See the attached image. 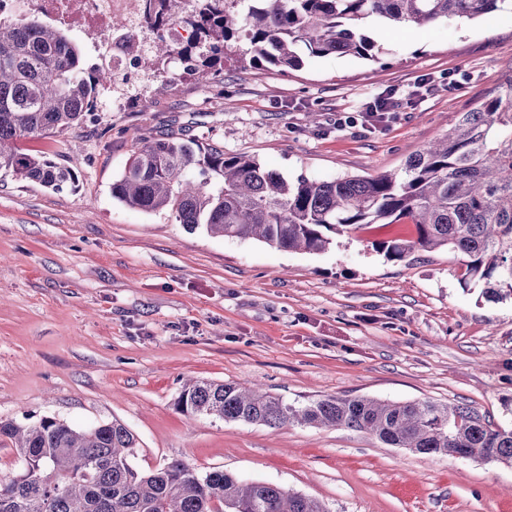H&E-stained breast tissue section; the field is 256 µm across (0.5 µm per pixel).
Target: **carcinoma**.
<instances>
[{"mask_svg":"<svg viewBox=\"0 0 512 512\" xmlns=\"http://www.w3.org/2000/svg\"><path fill=\"white\" fill-rule=\"evenodd\" d=\"M511 1L144 0L142 33L152 48L143 67L152 80L129 100L145 105L151 87L173 83L174 59L204 83L230 64L288 72L336 54L373 60L388 27L472 22ZM174 23L189 30L177 45L165 36ZM118 80L56 24L1 23L0 170L57 191L75 183L71 168L17 143L80 123ZM112 197L147 213L170 212L190 231L309 254L364 224L408 220L411 239L378 243L387 257L446 249L463 256L464 281L483 285L491 299L512 297V71L397 173L290 182L253 156L156 140L133 152ZM178 409L271 429L342 426L392 448L512 464V430L464 404L325 395L295 406L258 385L195 381ZM0 438L15 444L20 464L17 474L0 477V512H326L283 487L202 474L178 459L140 470L132 462L137 439L117 420L78 429L53 418L0 419Z\"/></svg>","mask_w":512,"mask_h":512,"instance_id":"carcinoma-1","label":"carcinoma"}]
</instances>
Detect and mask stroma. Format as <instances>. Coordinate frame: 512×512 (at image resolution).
Instances as JSON below:
<instances>
[{"instance_id": "1", "label": "stroma", "mask_w": 512, "mask_h": 512, "mask_svg": "<svg viewBox=\"0 0 512 512\" xmlns=\"http://www.w3.org/2000/svg\"><path fill=\"white\" fill-rule=\"evenodd\" d=\"M378 60L184 75L149 109L93 112L22 152L74 169L53 191L0 172V419L119 420L134 463L180 459L275 484L327 512H512V466L389 447L344 427L190 418L187 379L324 395L463 403L512 427V299L464 283L441 249L388 259L409 221L369 224L322 253L189 231L112 196L137 146L196 140L293 180L400 171L512 70V11L398 27ZM395 91V115L362 106Z\"/></svg>"}]
</instances>
